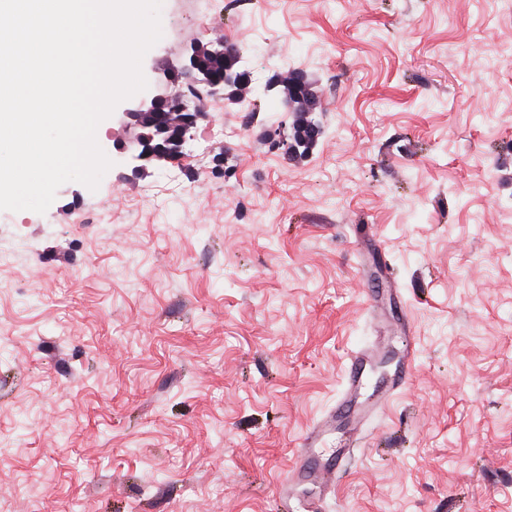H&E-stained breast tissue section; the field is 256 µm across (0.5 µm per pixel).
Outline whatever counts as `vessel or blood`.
<instances>
[{
    "label": "vessel or blood",
    "instance_id": "1",
    "mask_svg": "<svg viewBox=\"0 0 512 512\" xmlns=\"http://www.w3.org/2000/svg\"><path fill=\"white\" fill-rule=\"evenodd\" d=\"M379 355L376 345L351 355L335 408L302 436L288 475L278 485L279 512H320L324 497L337 488V473L350 449L359 446L366 420L383 412L394 392L407 383L417 356L413 337H406L391 377L369 393L367 373Z\"/></svg>",
    "mask_w": 512,
    "mask_h": 512
}]
</instances>
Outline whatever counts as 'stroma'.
<instances>
[{"mask_svg": "<svg viewBox=\"0 0 512 512\" xmlns=\"http://www.w3.org/2000/svg\"><path fill=\"white\" fill-rule=\"evenodd\" d=\"M239 50L176 161L0 211V512H277L351 351L417 358L322 512H512V0H163ZM305 74L324 132L287 151Z\"/></svg>", "mask_w": 512, "mask_h": 512, "instance_id": "35a3bbf8", "label": "stroma"}]
</instances>
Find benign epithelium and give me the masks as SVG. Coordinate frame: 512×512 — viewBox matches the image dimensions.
<instances>
[{"label":"benign epithelium","instance_id":"benign-epithelium-1","mask_svg":"<svg viewBox=\"0 0 512 512\" xmlns=\"http://www.w3.org/2000/svg\"><path fill=\"white\" fill-rule=\"evenodd\" d=\"M167 78L174 82L185 79L192 92L215 98L226 97V90L230 86H248L252 83L251 72L242 68L239 55L227 47L210 49L206 57L203 56V49L191 48L182 70L167 75ZM175 110L183 113L177 126L169 122V113ZM202 117L201 112L188 111L181 96L174 100L157 96L148 101L143 99L136 107L125 109L119 118V123L134 126L139 132L126 141L118 142L115 149L136 162V170L148 164L174 161V153H182Z\"/></svg>","mask_w":512,"mask_h":512}]
</instances>
